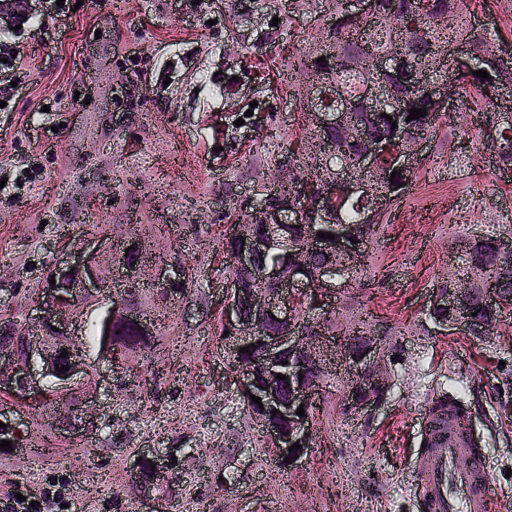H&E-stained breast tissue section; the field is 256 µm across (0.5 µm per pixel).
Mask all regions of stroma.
<instances>
[{
    "instance_id": "stroma-1",
    "label": "stroma",
    "mask_w": 512,
    "mask_h": 512,
    "mask_svg": "<svg viewBox=\"0 0 512 512\" xmlns=\"http://www.w3.org/2000/svg\"><path fill=\"white\" fill-rule=\"evenodd\" d=\"M34 27L0 17V42L23 61L21 87L0 112V314L24 324L34 294L68 239L116 244L146 224H166V244L200 272L198 303H168L182 342L144 358L161 375L159 403L135 374L115 397L96 391V432L45 451L48 412L28 410L21 451L0 454V490L37 491L64 474L68 512H416L407 486L420 450L421 413L433 390L464 386L476 402L489 478L512 491V315L477 338L438 332L425 315L434 285L460 266V240L512 225V169H499L484 136L495 103L445 112L413 183L382 212L363 270L338 280L327 319L370 321L389 345L392 386L361 416L342 414L339 377L329 379L311 446L281 466L260 448L233 399L232 353L217 355L210 325L222 312L224 266L216 238L225 183L257 194L268 161L249 150L255 128L276 133L279 154L297 149L308 86L297 63L335 10L333 0H83L56 17L50 0H28ZM253 11L260 28L235 24ZM472 17L490 48L512 51V0H475ZM267 33L262 60L243 48ZM252 112L257 127H236ZM197 225L198 236L181 227ZM164 242L148 240L149 250ZM171 461L174 480L149 496L128 486L135 451Z\"/></svg>"
}]
</instances>
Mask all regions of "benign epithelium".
Listing matches in <instances>:
<instances>
[{
	"label": "benign epithelium",
	"mask_w": 512,
	"mask_h": 512,
	"mask_svg": "<svg viewBox=\"0 0 512 512\" xmlns=\"http://www.w3.org/2000/svg\"><path fill=\"white\" fill-rule=\"evenodd\" d=\"M344 17L353 22H362L372 12L371 0H343ZM386 17L390 24L398 29L414 26L413 18L401 6L400 0H390L386 6ZM444 61L448 70L454 71L470 62L468 47L461 43H452L444 51ZM364 71H376L380 75H392L406 66L402 58L389 60L385 57H366L360 63ZM414 84L422 87L432 102L448 112L456 110L458 93L451 81H437L421 72L412 69ZM331 97L337 100L336 107L331 110L318 109L313 113L318 129L339 128L359 143L360 152L356 168L345 172L342 168H334L336 179H324L320 172H315L314 181L321 184L329 193L341 190L348 195L362 199H370L368 209L362 213L359 223L348 226L349 232H334L333 239H322L315 234L310 235L304 244L306 251L325 258L318 273L309 277L290 261L293 249L288 240L286 225L288 205L272 203H251L244 200L245 208L251 210L253 219L237 224L233 237L237 242L230 262L238 269L251 272L258 288H226L224 289V326L230 330L228 346L235 352L241 348L262 343L266 352V379L275 380L277 374H288L286 394L280 396L267 387L253 389L255 376L249 371L237 369L232 377L233 384L240 391L248 390L261 398L263 408L251 410L249 419L259 423L262 432L273 442L274 449L280 458H289L296 462L310 448L311 422L309 406L314 399V389L305 380L299 379L302 368L298 365L281 369V358L288 354H308L314 360L318 371L327 373L324 358L323 341L301 335L296 329L297 312L295 298L302 294L312 296L313 288L321 290L336 288L339 266L336 259L343 262L356 257L361 246L367 241V227L373 223L376 213L381 207V199L373 197L372 184L382 178H390V174L380 167L382 143L374 138L369 130H358L347 126L348 112L364 104L372 112L392 110L396 113L407 111L410 100L402 98L393 102L383 95L381 83L369 82L360 92V97L350 98L342 89L330 87ZM424 143V135L416 134L399 143L394 157V170L408 189L413 181L414 162ZM357 243H351V240ZM275 251L280 261L275 264L259 262V258ZM99 251L88 250L85 243L73 246L61 260L50 270L49 275L55 276V284L45 282L37 300L33 304L35 314L28 316L26 328L18 338L9 344H0V390L9 394L17 403H25L42 398L48 379L54 381L58 390L69 391L81 384L90 373H95L96 384H105L107 391L127 377L128 367L112 352V325L107 320L117 314L130 316L138 325L142 335L155 334V319L138 310H126V300L116 296L107 309V314L98 325L99 352L109 364L108 372L102 374L91 357L78 354L74 350L77 337L80 336L79 323L76 319L74 302L79 299H98L105 295L106 289L112 287V276H104L98 262ZM146 265L124 266L122 271L128 287L139 288L150 283L156 287L167 286L177 282L171 277L170 271H181V266L169 262L151 265L152 274L144 278ZM265 283L276 285L273 293L262 288ZM472 293L470 279L465 275L456 276L454 287L446 293L433 292L427 302V312L441 311L447 318L436 321L438 329H465L479 335H487L497 327L491 320L480 326L473 324L469 318L468 297ZM269 324H286L288 332L284 334L260 335V331ZM57 330H52V327ZM68 355L61 356L62 352ZM336 365L344 371L345 378L351 381L344 394V406L352 412H371L376 409L378 392L385 396L390 389V375L384 364V342L379 333L366 335L365 345L352 351L346 342H335ZM64 367L59 372L57 368ZM91 395L82 393L79 416L82 425L89 428L96 425L98 416L90 410ZM303 408L305 416L296 414ZM277 412L283 424L269 420L268 414ZM302 448L291 451L294 443Z\"/></svg>",
	"instance_id": "1"
}]
</instances>
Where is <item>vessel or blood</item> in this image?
I'll use <instances>...</instances> for the list:
<instances>
[{
    "instance_id": "1",
    "label": "vessel or blood",
    "mask_w": 512,
    "mask_h": 512,
    "mask_svg": "<svg viewBox=\"0 0 512 512\" xmlns=\"http://www.w3.org/2000/svg\"><path fill=\"white\" fill-rule=\"evenodd\" d=\"M448 445L421 449L413 495L419 512H489L501 491L489 479L484 451L472 446L467 420L449 414Z\"/></svg>"
}]
</instances>
